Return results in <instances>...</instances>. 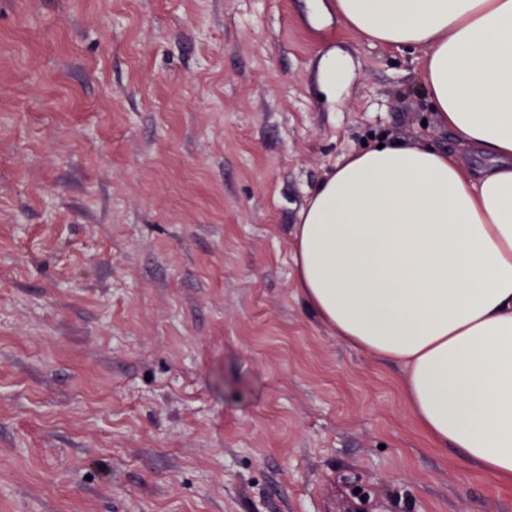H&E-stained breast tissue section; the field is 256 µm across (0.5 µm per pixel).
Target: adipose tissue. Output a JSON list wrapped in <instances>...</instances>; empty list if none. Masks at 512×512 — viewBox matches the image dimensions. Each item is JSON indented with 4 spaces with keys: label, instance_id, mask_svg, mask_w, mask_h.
<instances>
[{
    "label": "adipose tissue",
    "instance_id": "ef3b65f1",
    "mask_svg": "<svg viewBox=\"0 0 512 512\" xmlns=\"http://www.w3.org/2000/svg\"><path fill=\"white\" fill-rule=\"evenodd\" d=\"M370 46L414 57L463 153L384 140L299 214L295 282L349 345L401 362L441 448L512 482V0H334Z\"/></svg>",
    "mask_w": 512,
    "mask_h": 512
}]
</instances>
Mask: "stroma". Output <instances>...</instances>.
Instances as JSON below:
<instances>
[{
    "mask_svg": "<svg viewBox=\"0 0 512 512\" xmlns=\"http://www.w3.org/2000/svg\"><path fill=\"white\" fill-rule=\"evenodd\" d=\"M311 4L0 0V512H512L296 287L327 172L457 148ZM349 76L346 63L333 55H327L322 59V78L329 88L336 91V84L344 81Z\"/></svg>",
    "mask_w": 512,
    "mask_h": 512,
    "instance_id": "1",
    "label": "stroma"
}]
</instances>
